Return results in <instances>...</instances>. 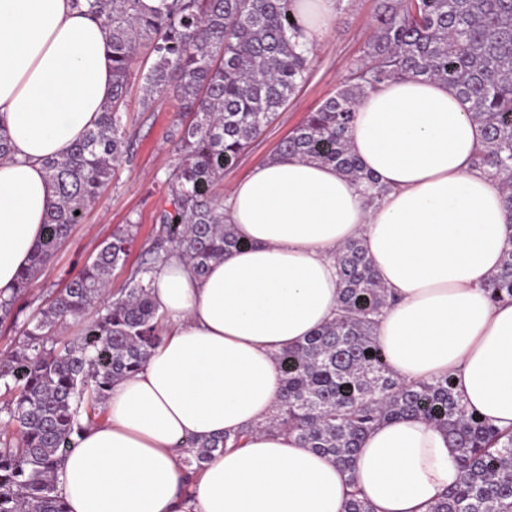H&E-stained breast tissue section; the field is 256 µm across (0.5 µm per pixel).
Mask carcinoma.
Here are the masks:
<instances>
[{"instance_id": "carcinoma-1", "label": "carcinoma", "mask_w": 512, "mask_h": 512, "mask_svg": "<svg viewBox=\"0 0 512 512\" xmlns=\"http://www.w3.org/2000/svg\"><path fill=\"white\" fill-rule=\"evenodd\" d=\"M87 12L110 32L112 100L69 155L45 162L57 201L17 287L0 295V323L11 321L15 332L0 352V512H66L56 492L62 460L104 413L112 384L144 367L161 340L146 276L172 253L203 276L241 246L224 222L215 186L308 81L315 51L296 0H161L149 10L142 0H87ZM142 47L151 62L136 68ZM364 56L278 154L331 165L375 199L385 189L349 147L357 103L389 80H437L455 88L483 127L473 164L500 180L512 211V0H397ZM135 72L144 105L168 94L178 101V159L165 174L152 237L114 290L112 271L126 265L135 239L133 225L118 227L64 288L21 320L30 282L115 171L133 159L123 104ZM335 262L339 313L277 354L278 401L260 428L294 433L305 447L350 468L374 426L421 417L446 432L461 473L429 512H512V431L469 412L446 378L401 380L376 340L378 318L393 299L362 241L340 248ZM486 290L493 302L512 303V246ZM71 323L79 332L66 338L61 330ZM246 435L187 437L180 442L182 463L198 474Z\"/></svg>"}]
</instances>
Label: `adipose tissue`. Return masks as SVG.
<instances>
[{
    "instance_id": "obj_1",
    "label": "adipose tissue",
    "mask_w": 512,
    "mask_h": 512,
    "mask_svg": "<svg viewBox=\"0 0 512 512\" xmlns=\"http://www.w3.org/2000/svg\"><path fill=\"white\" fill-rule=\"evenodd\" d=\"M318 44L336 0H298ZM112 98L110 36L74 0H0V294L10 295L57 197L44 162L66 157ZM483 139L455 89L404 78L356 106L350 146L386 187L368 203L334 167L281 156L224 194L243 245L198 276L170 254L153 277L162 340L116 381L104 419L63 460L68 512H344L359 489L376 512H426L458 478L455 451L433 422L386 420L353 468L295 435L261 428L279 394L275 359L331 321L334 256L362 240L395 297L378 325L389 366L408 381L449 378L468 410L512 429V304L486 285L512 240L501 182L472 164ZM185 496L188 436L233 435Z\"/></svg>"
}]
</instances>
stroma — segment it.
Listing matches in <instances>:
<instances>
[{
    "label": "stroma",
    "mask_w": 512,
    "mask_h": 512,
    "mask_svg": "<svg viewBox=\"0 0 512 512\" xmlns=\"http://www.w3.org/2000/svg\"><path fill=\"white\" fill-rule=\"evenodd\" d=\"M381 4L382 0H338L336 26L316 47L309 81L252 142L239 162L225 169L217 193H224L258 162L276 155L280 143L304 121L308 112L335 95L348 68L362 56L378 26ZM126 108L136 138L133 161L118 169L96 205L79 224L73 225L51 263L29 285L30 297L63 288L70 273L95 254L98 245L117 226L134 221L139 226L140 238L150 236L154 214L164 203L160 182L177 158L171 139L177 104L174 98L164 96L150 110H143L140 89L134 85L129 89Z\"/></svg>",
    "instance_id": "obj_1"
}]
</instances>
